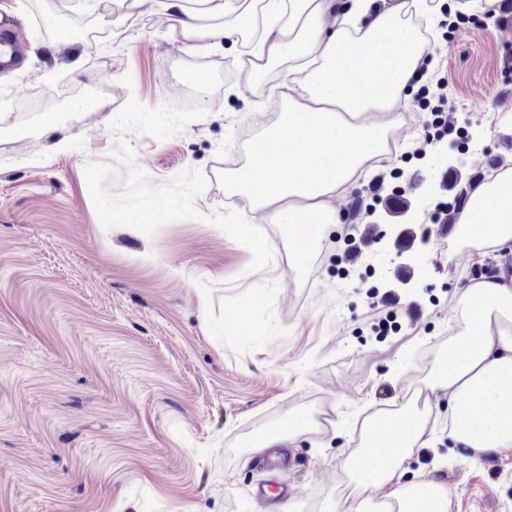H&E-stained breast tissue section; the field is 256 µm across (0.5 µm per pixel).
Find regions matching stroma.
<instances>
[{"instance_id":"stroma-1","label":"stroma","mask_w":512,"mask_h":512,"mask_svg":"<svg viewBox=\"0 0 512 512\" xmlns=\"http://www.w3.org/2000/svg\"><path fill=\"white\" fill-rule=\"evenodd\" d=\"M457 2L441 0L429 51L454 129L447 167L418 155L425 124L410 101L399 155L340 199L341 224L321 240L262 225L271 259L252 272L250 251L210 218L246 213L224 173L279 100L251 94L235 45L187 41L146 6L107 17L79 0L61 7L80 34L46 36L36 20L54 0H0L27 47L0 71V512H363L366 491L340 492L346 442L332 422L356 435L372 415L407 419L409 393L448 350L449 313L477 268L496 265L466 263L440 209L512 157V28L506 0L475 14ZM182 63L222 72L201 98L208 115L131 146L149 185L204 173L197 216L151 237L104 229L84 166L112 163L115 115L66 93L97 81L116 109L184 103ZM375 178L384 198L363 206ZM446 412L433 408L408 479L446 481L449 512H512V452L449 453ZM291 432V467L270 470L257 445ZM279 482L288 499L260 505L256 490Z\"/></svg>"}]
</instances>
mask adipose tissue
Segmentation results:
<instances>
[{"mask_svg":"<svg viewBox=\"0 0 512 512\" xmlns=\"http://www.w3.org/2000/svg\"><path fill=\"white\" fill-rule=\"evenodd\" d=\"M167 11L187 40L201 30L238 43L233 66L249 88L276 91L282 113L259 146L224 174L226 196L246 199L269 224L319 232L340 223L336 206L363 172L390 158L392 113L407 103L437 23L431 0H114ZM280 72L281 81L268 78ZM456 223L469 228L471 263L499 259L498 277L470 284L448 321L447 371L426 384L448 405V447L480 457L512 449V159L473 190ZM426 427L410 420L391 436L362 435L342 466L358 474L373 451H388L371 482L388 512H448L447 482L406 480V462L425 444Z\"/></svg>","mask_w":512,"mask_h":512,"instance_id":"adipose-tissue-1","label":"adipose tissue"}]
</instances>
